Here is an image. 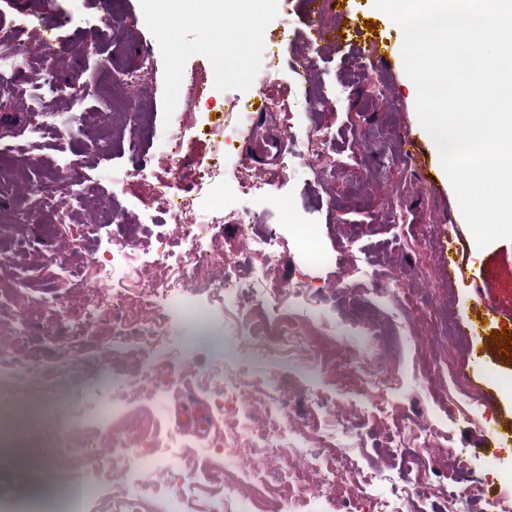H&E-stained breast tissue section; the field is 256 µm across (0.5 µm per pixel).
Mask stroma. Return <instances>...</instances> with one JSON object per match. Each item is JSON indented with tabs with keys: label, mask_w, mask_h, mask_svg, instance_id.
Masks as SVG:
<instances>
[{
	"label": "stroma",
	"mask_w": 512,
	"mask_h": 512,
	"mask_svg": "<svg viewBox=\"0 0 512 512\" xmlns=\"http://www.w3.org/2000/svg\"><path fill=\"white\" fill-rule=\"evenodd\" d=\"M111 2L107 27L92 0H0V29L56 24L59 41L82 48L73 68L91 78L111 58L117 89L150 56L152 72L136 97L154 117L151 132L139 134L130 111H113L95 88L71 133L44 140L33 157L22 152L27 128L0 132V162L12 172L0 182V209L14 217L0 223V336L12 338L7 354L56 373L23 453L0 456V512H68L78 482L90 488L78 512H157L171 494L183 497L187 512H248L256 496L265 512H288L299 498L311 512H379L383 505L389 512H487L486 502L512 496V438L472 472L449 471L446 455L450 448L469 453L468 424L512 426V358L498 351L491 334L452 336L440 320L445 310L457 320L469 315L478 286L512 302V239L481 248L467 238L464 274L455 279L429 255L424 229L437 234L465 219L419 121L400 26L373 0H330L319 15L309 0H266L257 40L230 26L227 52L204 57L198 47L213 38L209 27L184 24L167 39L141 16V0ZM369 20L378 24L375 37L389 61L373 67L371 85L361 75L372 67L367 53L315 34L323 24L360 28ZM306 60L315 65L310 86L293 78ZM196 79L206 89L183 105L174 88ZM264 93L290 99L293 134L328 131L330 166L318 179L300 167L263 194L226 196L225 209L247 213L250 223L193 225L208 265L185 279L192 302L206 311L202 320L172 317L161 301L144 308L137 282L149 275L166 287L168 269L182 261L174 225L142 211L169 178L167 156L178 149L183 157L171 200L197 192L203 163L219 162L225 183L236 184L249 171V125L278 128L272 113L248 115ZM406 131L417 141L419 160L400 146ZM71 154L78 160L70 173L79 193L76 217L33 209L31 191L59 179ZM142 168L149 178L139 176ZM108 209L113 223H99ZM118 235L134 240L140 260L127 279L128 334L115 345L108 337L111 312L98 315L97 335L76 336L72 328L89 315L98 264L110 258ZM260 240L275 241L272 259L255 252ZM310 246L322 262L304 260ZM227 265L238 282L231 292L220 286ZM261 274L287 284L284 296H257L252 282ZM285 314L299 321L302 350L320 354L316 369L288 356L263 361L248 348L254 337L274 345L271 331ZM21 321L25 333L14 335ZM155 327L160 336L142 354V333ZM353 349L366 350L381 386L366 388L348 356ZM474 349L482 353L477 367ZM219 365L254 392L274 380L275 401L257 414L244 399L222 393L211 376ZM143 379L148 388L130 398L114 430L164 454L163 468L118 471L109 439L85 422L71 429L82 453L69 456L55 405L72 398L93 407L111 399L116 383ZM452 397L469 418L449 413ZM194 407L202 414L199 426L180 427L178 409ZM256 428L269 432L270 447L290 446L293 454L260 460ZM230 444L240 455H227ZM476 471L486 479L481 503L464 494Z\"/></svg>",
	"instance_id": "stroma-1"
}]
</instances>
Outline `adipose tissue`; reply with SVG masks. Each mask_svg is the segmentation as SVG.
<instances>
[{
	"label": "adipose tissue",
	"instance_id": "1",
	"mask_svg": "<svg viewBox=\"0 0 512 512\" xmlns=\"http://www.w3.org/2000/svg\"><path fill=\"white\" fill-rule=\"evenodd\" d=\"M143 4L149 16L158 20L159 33L166 37L172 36L178 25L200 21L219 32L232 22L242 26L249 37L259 34L258 26L246 22L242 15L225 13L224 0H143Z\"/></svg>",
	"mask_w": 512,
	"mask_h": 512
}]
</instances>
